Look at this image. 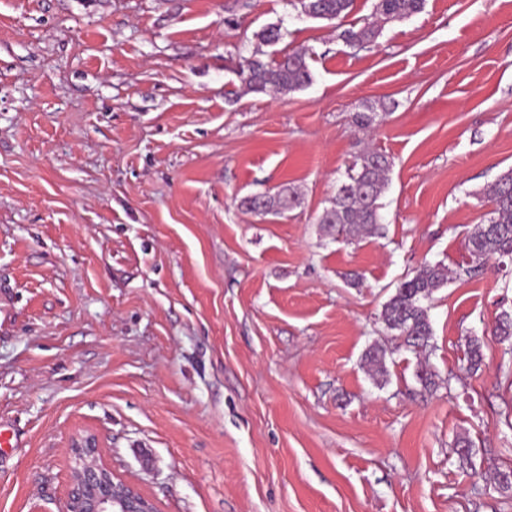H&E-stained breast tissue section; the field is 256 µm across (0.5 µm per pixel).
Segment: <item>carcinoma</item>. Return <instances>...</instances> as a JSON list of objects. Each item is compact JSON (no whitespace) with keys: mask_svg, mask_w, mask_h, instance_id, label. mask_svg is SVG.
<instances>
[{"mask_svg":"<svg viewBox=\"0 0 512 512\" xmlns=\"http://www.w3.org/2000/svg\"><path fill=\"white\" fill-rule=\"evenodd\" d=\"M354 0H298L305 15L328 21L340 20L352 10ZM424 0H376L374 16L389 22L409 17L422 8ZM381 27L366 22L360 27L343 28L337 37L351 46L362 47L374 42ZM258 41L275 45L283 39L282 26L271 24L256 33ZM238 74L246 89L255 92L290 93L306 88L312 82L308 54L294 50L274 62L261 59L254 53L241 58ZM393 161L371 148H363L354 156L346 171V179L337 188L330 206L318 217L321 228L336 236L375 234L381 224L380 199L386 188ZM485 195L493 204L486 222L477 225L468 239L470 261L467 273H478L507 257L512 260V170L502 174L487 186ZM303 198L288 186L273 196L249 197L243 204L262 213L283 214L302 204ZM448 282V269L440 265H425L403 281L384 304L382 320L387 329L397 333L405 346L423 351L433 336L431 322L422 300ZM470 370L479 368L482 355L478 338L467 339L464 352ZM386 350L371 346L365 353L372 372L384 375Z\"/></svg>","mask_w":512,"mask_h":512,"instance_id":"obj_1","label":"carcinoma"}]
</instances>
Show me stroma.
<instances>
[{
	"label": "stroma",
	"instance_id": "obj_1",
	"mask_svg": "<svg viewBox=\"0 0 512 512\" xmlns=\"http://www.w3.org/2000/svg\"><path fill=\"white\" fill-rule=\"evenodd\" d=\"M300 47L308 87L242 85ZM364 143L394 164L349 243L317 218ZM511 169L512 0H424L362 49L297 0H0V512H63L83 429L156 512H512V264L460 273ZM438 263L416 353L381 312ZM303 198L294 188L288 186L273 196L249 197L243 200V204L255 211L262 213L274 212L284 214L288 210L302 204Z\"/></svg>",
	"mask_w": 512,
	"mask_h": 512
}]
</instances>
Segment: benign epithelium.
Returning a JSON list of instances; mask_svg holds the SVG:
<instances>
[{
    "label": "benign epithelium",
    "instance_id": "benign-epithelium-1",
    "mask_svg": "<svg viewBox=\"0 0 512 512\" xmlns=\"http://www.w3.org/2000/svg\"><path fill=\"white\" fill-rule=\"evenodd\" d=\"M70 448L73 465L66 512H152L136 490L112 480L94 433L77 434Z\"/></svg>",
    "mask_w": 512,
    "mask_h": 512
}]
</instances>
